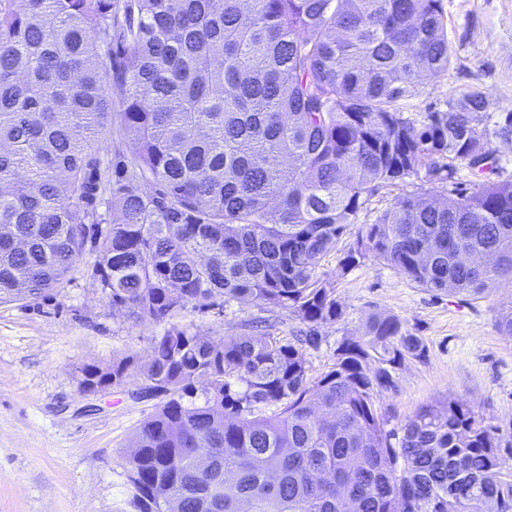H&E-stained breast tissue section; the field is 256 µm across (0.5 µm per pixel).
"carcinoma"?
Here are the masks:
<instances>
[{"mask_svg": "<svg viewBox=\"0 0 512 512\" xmlns=\"http://www.w3.org/2000/svg\"><path fill=\"white\" fill-rule=\"evenodd\" d=\"M449 64L443 0H0V303L59 293L91 249L112 306L168 324L145 362L82 369L166 395L135 436L139 512H165L159 483L179 512H512V431L454 398L386 429L375 396L427 351L399 319L369 316L316 378L305 353L342 315L321 261L422 170L448 190L358 228L342 270L371 254L468 300L512 280V181H455L498 167L512 110L492 120L479 92L420 121L400 106ZM230 302L301 328L215 342L174 323ZM127 139V135L120 134L116 129H112V132L104 137L103 149L100 153L101 170L104 174H113L114 166L118 161V154L125 149Z\"/></svg>", "mask_w": 512, "mask_h": 512, "instance_id": "carcinoma-1", "label": "carcinoma"}]
</instances>
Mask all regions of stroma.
I'll return each instance as SVG.
<instances>
[{
	"instance_id": "1",
	"label": "stroma",
	"mask_w": 512,
	"mask_h": 512,
	"mask_svg": "<svg viewBox=\"0 0 512 512\" xmlns=\"http://www.w3.org/2000/svg\"><path fill=\"white\" fill-rule=\"evenodd\" d=\"M445 4L450 65L426 79L423 94L403 100V111L415 119L471 92L483 94L490 115L512 110V0ZM447 186L442 177L422 173L381 188L356 222L373 223L404 196L440 194ZM354 241L343 236L318 270L333 282L342 316L320 326V343L307 352L313 374L327 370L337 346L359 336L370 314L394 316L423 338L427 353L407 360L396 390L378 396L376 407L390 427L450 397L467 400L488 422L512 427V337L498 329L501 314L512 310V281L473 301L435 296L372 256L341 271L339 261ZM95 259L85 253L63 291L38 305L0 304V512H136L127 457L160 401L141 395L137 377L84 393L82 369L107 368L126 355L145 358L164 327L112 308L91 278ZM259 317L280 338L297 325L288 311L234 303L205 314L187 309L177 322L218 340L249 332Z\"/></svg>"
}]
</instances>
